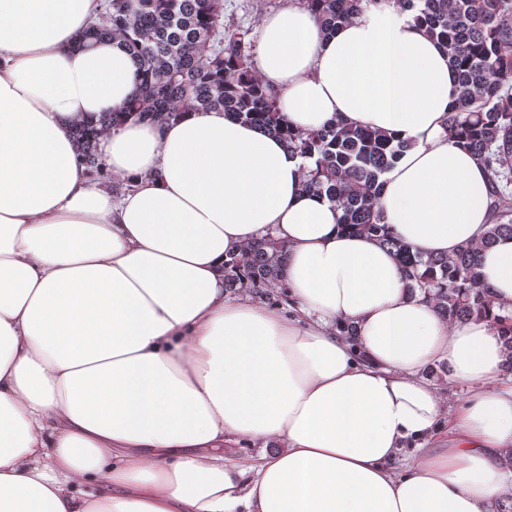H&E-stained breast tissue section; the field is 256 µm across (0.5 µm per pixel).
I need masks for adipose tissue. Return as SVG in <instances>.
I'll list each match as a JSON object with an SVG mask.
<instances>
[{"instance_id":"obj_1","label":"adipose tissue","mask_w":512,"mask_h":512,"mask_svg":"<svg viewBox=\"0 0 512 512\" xmlns=\"http://www.w3.org/2000/svg\"><path fill=\"white\" fill-rule=\"evenodd\" d=\"M101 12L0 0V512H491L512 495V349L484 318L448 324L302 193L278 138L217 109L129 121L100 150L130 191L92 178L72 126L138 86L119 41L79 46ZM256 67L295 129L340 118L408 143L380 206L413 252L484 234V168L448 135V55L397 4L330 35L292 0L262 18ZM267 233L284 308L224 288L225 257ZM480 273L512 311V238ZM437 363L472 389L449 419L422 374ZM410 442L427 449L396 467Z\"/></svg>"}]
</instances>
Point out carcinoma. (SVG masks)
Returning <instances> with one entry per match:
<instances>
[{
  "label": "carcinoma",
  "instance_id": "cac0c4a2",
  "mask_svg": "<svg viewBox=\"0 0 512 512\" xmlns=\"http://www.w3.org/2000/svg\"><path fill=\"white\" fill-rule=\"evenodd\" d=\"M448 50L456 97L448 133L488 173L490 224L482 238L450 256L424 258L382 223L380 178L408 148L379 133L336 119L321 128H289L278 97L258 74L249 30L225 17L224 0H103L99 22L80 43L120 39L138 69L139 85L122 112L103 113L73 128V139L91 173L104 175L99 138L128 121L167 123L188 110L220 109L265 133L280 136L309 162L301 190L325 196L342 211L341 223L366 233L392 252L408 277L451 323L490 314L491 293L481 283L479 254L501 237L512 238V0H396ZM333 33L390 0H298ZM284 245L268 233L224 261V287L288 300ZM512 347V312L492 316Z\"/></svg>",
  "mask_w": 512,
  "mask_h": 512
}]
</instances>
